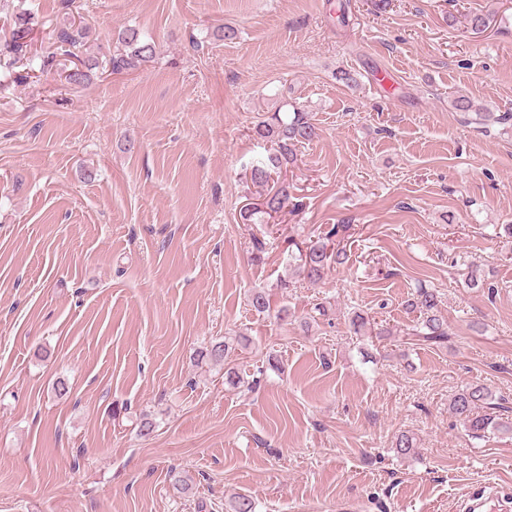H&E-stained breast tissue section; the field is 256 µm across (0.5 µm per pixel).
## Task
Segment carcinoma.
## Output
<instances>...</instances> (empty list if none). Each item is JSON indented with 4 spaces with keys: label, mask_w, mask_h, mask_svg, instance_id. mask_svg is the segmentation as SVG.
Returning <instances> with one entry per match:
<instances>
[{
    "label": "carcinoma",
    "mask_w": 512,
    "mask_h": 512,
    "mask_svg": "<svg viewBox=\"0 0 512 512\" xmlns=\"http://www.w3.org/2000/svg\"><path fill=\"white\" fill-rule=\"evenodd\" d=\"M75 0H61L64 15L63 23L55 28L54 49L40 58L30 54L28 43L33 31L35 20L29 15L16 17L11 38L4 44V53L10 56L9 65L21 64L27 76L39 77L65 60L73 64L65 79L68 84L77 87L91 80L93 70L99 67L98 57L86 51L89 41V26H77L72 22ZM120 49L105 59V65L112 74L146 66L156 57L155 42L142 30L128 26L118 33ZM253 136L275 146V152L268 156V162L254 165L251 169L253 183L265 186L271 179V169L279 168L294 160L296 147L306 144L317 137V127L312 122L309 112L295 107L290 112L276 109L270 115L254 123ZM271 185V184H269ZM293 204V193L290 184L282 181L271 185L264 199V208L268 213L279 212ZM349 228L347 224H336L317 240H311L306 249L299 251L298 259L293 264L295 276L310 284L319 282L327 269L332 265H341L348 261L344 250L335 246V237L339 232ZM249 304L258 313L270 309L269 295L262 289H256L249 295ZM440 300L433 289L419 287L415 300L408 307L419 309L423 317L419 330L414 333L418 340L430 344H441L448 340V322L439 310ZM353 333L363 336L370 332L377 336H387L386 328L371 327L370 320L360 311L352 312L349 320ZM232 350L228 340L216 342L197 353V360L209 364H221L226 361ZM492 391L479 384H471L457 391L450 400L448 409L467 425L476 437L488 431L507 429L508 422L496 415V412H479L484 405H492ZM225 512H256V504L247 495L234 494L225 503Z\"/></svg>",
    "instance_id": "carcinoma-1"
}]
</instances>
